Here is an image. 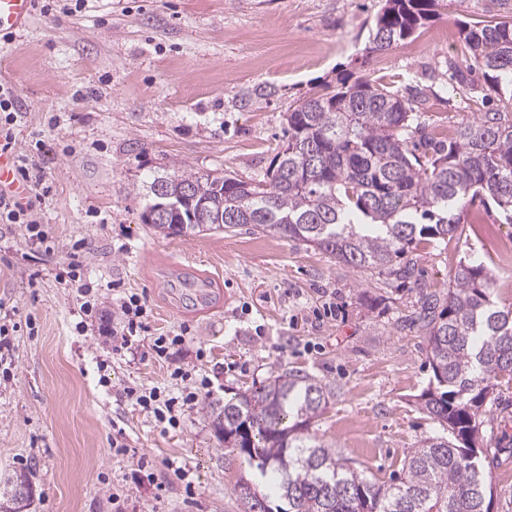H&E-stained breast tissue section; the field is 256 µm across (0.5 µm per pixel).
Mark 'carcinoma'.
<instances>
[{
  "label": "carcinoma",
  "instance_id": "cac0c4a2",
  "mask_svg": "<svg viewBox=\"0 0 512 512\" xmlns=\"http://www.w3.org/2000/svg\"><path fill=\"white\" fill-rule=\"evenodd\" d=\"M443 0H385L369 36L382 52L438 16ZM466 70L490 89L512 84V19L461 27ZM274 94L244 93L247 108ZM420 91L367 78L290 107L287 142L268 180L178 171L171 192L205 187L199 201L223 210L221 224H189L186 234L250 225L304 242L354 270L375 271L391 285L415 278L409 254L430 239L454 238L461 213L487 196L512 224V105L461 122L439 138L413 102ZM496 282L483 263H460L445 292L420 291L415 322L423 330L434 387L422 407L446 434L409 451L396 485L368 476L309 428L336 397L329 381L285 369L255 390L224 401L217 429L224 449L274 480L286 506L250 481L239 484L246 512H489L492 449L480 444L487 397L512 383V310H500Z\"/></svg>",
  "mask_w": 512,
  "mask_h": 512
}]
</instances>
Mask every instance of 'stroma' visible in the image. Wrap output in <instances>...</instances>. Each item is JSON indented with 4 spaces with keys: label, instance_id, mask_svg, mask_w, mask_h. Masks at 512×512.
Instances as JSON below:
<instances>
[{
    "label": "stroma",
    "instance_id": "stroma-1",
    "mask_svg": "<svg viewBox=\"0 0 512 512\" xmlns=\"http://www.w3.org/2000/svg\"><path fill=\"white\" fill-rule=\"evenodd\" d=\"M384 0H61L0 48L13 88L16 147L32 168L36 231L0 223V485L31 469L28 512H244L247 464L229 455L206 409L284 368L330 381L311 431L381 483L441 428L420 407L432 381L412 321L418 285L391 287L301 241L242 226L169 236L142 222L152 176L181 170L265 179L284 116L341 76L423 92L432 128L505 105L481 73L449 84L460 26L512 19V0H445L439 18L387 51L366 50ZM274 87L244 109L243 92ZM461 234L413 254L419 285L444 290L459 262L483 263L512 309V266L487 236L512 239L493 201ZM138 295L135 350L100 330ZM178 336L165 356L155 337ZM209 393L162 429L126 388L181 396L175 369ZM480 436L495 448L490 512H512V389L487 400ZM129 449L115 455L113 443Z\"/></svg>",
    "mask_w": 512,
    "mask_h": 512
}]
</instances>
